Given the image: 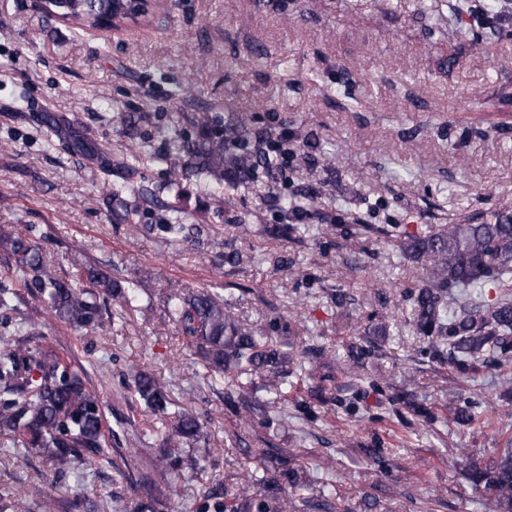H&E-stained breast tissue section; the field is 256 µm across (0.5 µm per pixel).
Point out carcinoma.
<instances>
[{"label": "carcinoma", "instance_id": "cac0c4a2", "mask_svg": "<svg viewBox=\"0 0 512 512\" xmlns=\"http://www.w3.org/2000/svg\"><path fill=\"white\" fill-rule=\"evenodd\" d=\"M118 0H62L60 18L80 25H112V6ZM512 0H483L481 19L459 27L454 36L471 50L485 49L477 29L505 19ZM251 117L239 114L226 127L201 123L195 138L181 137L172 151L157 154L147 141L132 142L124 164L134 168L146 161L170 165L174 181L195 177L207 185L224 187L229 177L239 187L265 180L278 183L284 177L281 155L266 148V140L251 129ZM73 151L105 158V150L80 138L71 140ZM399 249L420 263L417 287L403 295L410 305L416 332L428 338L421 354L445 362L470 375L485 368L502 370L512 361V211L505 209L492 221L473 218L432 227L423 235H408L392 224L381 229ZM37 229L26 224L0 233V249L11 258L9 276L44 303L50 314L77 331L95 330L103 313L112 320L123 318L137 299L135 289L112 276L85 266L86 286L74 285L45 260ZM17 293L0 285V332L18 337L0 342V436L13 447L32 451L58 476L79 477L104 464L116 466L112 442L118 441L107 425L104 405L88 383L83 367L72 364L55 346L44 341L46 324L18 312ZM231 299L219 289L191 290L179 284L167 294L169 319L184 339L185 348L202 357L218 375L230 373L242 391L254 378L267 379L275 394L267 404L244 405L242 418L249 422L261 411L267 423L269 409L288 397L297 371L311 362L303 341L282 336L286 325L273 318L258 329L246 328L231 311ZM126 388L149 413L148 424L167 435L168 447L146 461L152 475H144L147 488L133 512H159L164 490L187 480L185 448L200 442L203 424L193 411L176 409L164 387L136 371ZM465 480L480 494L483 512H512V437L494 456L471 462L463 470ZM42 499L46 512H100L96 502L61 495L55 482L34 487L13 503V512H26L27 497ZM297 500L286 491L250 479L234 503L207 493L194 512H297Z\"/></svg>", "mask_w": 512, "mask_h": 512}]
</instances>
